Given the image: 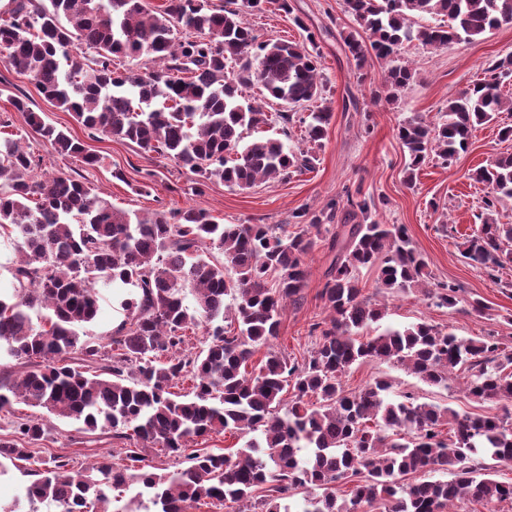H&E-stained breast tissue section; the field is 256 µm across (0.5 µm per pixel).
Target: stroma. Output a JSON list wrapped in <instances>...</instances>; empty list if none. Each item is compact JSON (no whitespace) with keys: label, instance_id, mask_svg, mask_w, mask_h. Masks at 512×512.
I'll list each match as a JSON object with an SVG mask.
<instances>
[{"label":"stroma","instance_id":"obj_1","mask_svg":"<svg viewBox=\"0 0 512 512\" xmlns=\"http://www.w3.org/2000/svg\"><path fill=\"white\" fill-rule=\"evenodd\" d=\"M291 12L272 8L248 12L245 22L258 40L279 38L303 42L307 31L317 32L315 51L319 55L326 84L331 118L322 147L312 169L293 172L240 193L217 182H198L195 175L173 160L159 155L138 154L126 142L103 138L89 141V149L100 161L88 167L79 159L57 154L26 123L25 113L16 111L10 97L25 100L45 122L66 128L77 137L85 131L71 113L55 107L38 91L33 81L0 61V120L20 138L39 165L38 172L80 175L82 182L129 212L175 211L191 206L208 209L226 224H293L300 210L319 212L333 199H343L346 191L360 189L381 199L380 222L405 225L415 248L427 259L433 281L460 285L459 303L452 308L438 307L416 293L396 294L376 286L375 271H363L360 286L385 309L370 334L385 328H403L422 321L455 334L481 338L488 332L512 336V268L490 276L472 267L460 254L461 246L481 227L479 202L483 186L472 180L473 171L489 164L503 153H512V141H500L498 127L490 123L472 132L467 152L451 164L429 158L414 181H407L406 149L397 137V126L418 114L426 121H440L449 100L460 97L482 78L492 60L512 52V26L471 42H460L447 49H431L411 43L404 56L415 72L413 81L397 100L387 99L379 90L384 68L376 58L357 66L346 53L341 36L354 29L356 22L345 0H288ZM154 171L149 192H140L146 171ZM329 233H322L308 256L311 277L298 305H288L281 315L275 349L300 359L313 348L312 323L326 313L319 293L324 271L331 257ZM482 299L483 313L473 312L470 303ZM391 380L395 394L410 393L419 401L438 404L460 413L488 415L500 413L498 403L476 402L464 390L462 372H455L447 385L434 387L420 381L403 368L377 360L354 364L342 377L345 390L356 391L374 380ZM71 458L74 469L95 461L121 463L122 446L111 435L87 434L77 424L48 417L47 435L39 442L36 456Z\"/></svg>","mask_w":512,"mask_h":512}]
</instances>
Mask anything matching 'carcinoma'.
<instances>
[{"mask_svg": "<svg viewBox=\"0 0 512 512\" xmlns=\"http://www.w3.org/2000/svg\"><path fill=\"white\" fill-rule=\"evenodd\" d=\"M264 0H9L0 10V59L34 81L43 96L72 113L91 139L108 137L176 160L202 182L246 192L271 178L313 167L330 112L318 56L282 39L258 41L243 20ZM357 27L344 46L362 66L368 51L387 64L391 94L413 78L402 55L414 40L448 48L512 25V0H346ZM448 23L415 27L418 18ZM145 56L140 69L118 60ZM512 54L485 69L436 125L415 114L397 127L410 163L406 181L430 155L449 164L466 150L475 126L512 114L502 93ZM260 86L284 111L271 116L239 87ZM35 132L62 156L94 167L99 157L65 128L46 123L11 98ZM311 108L305 124L310 147L295 152L276 138L245 140V132L288 123ZM35 157L20 140L0 137V228L20 259L10 287L0 289V359L15 360L16 381L0 370V412L21 401L49 416L82 424L129 442L124 464L99 462L69 469L62 456L38 460L32 446L46 435L41 416L0 438V475L38 463L25 500L49 502L55 512H453L465 498L487 512L512 505V482L487 473L483 457L512 462V346L490 334L460 337L427 322L387 329L365 341L355 335L378 322L383 308L362 294L361 271H377L378 287L418 292L438 307L459 302V285L434 283L424 256L402 224L372 213L375 197L347 195L330 202L305 228L223 224L193 206L140 215L119 209L64 173L38 176ZM486 185L479 233L464 242L468 264L512 266V225L495 214L512 198V153L476 171ZM341 218L330 244L320 299L329 321L314 323L316 347L302 361L272 347L287 303L307 287V256L325 222ZM223 255L218 260L211 249ZM127 289L124 318L105 345L78 329L99 313L97 284ZM192 290L194 305L184 303ZM233 295V304L224 303ZM206 336L187 351L190 334ZM259 360L254 356L261 348ZM379 360L409 370L423 382L445 385L465 370L466 394L502 404V414L461 415L390 397L377 379L347 392L342 375L354 363ZM188 379V391H174ZM288 409L279 413L286 387ZM447 433H442L443 427ZM250 438L234 452L194 447L212 434ZM306 450L303 458L298 457ZM183 466L159 472L155 457ZM444 471L448 481L405 482L409 474ZM356 476L350 498L337 484ZM138 492L121 508L122 494ZM305 490L301 504L293 497ZM114 495H109V492Z\"/></svg>", "mask_w": 512, "mask_h": 512, "instance_id": "1", "label": "carcinoma"}]
</instances>
